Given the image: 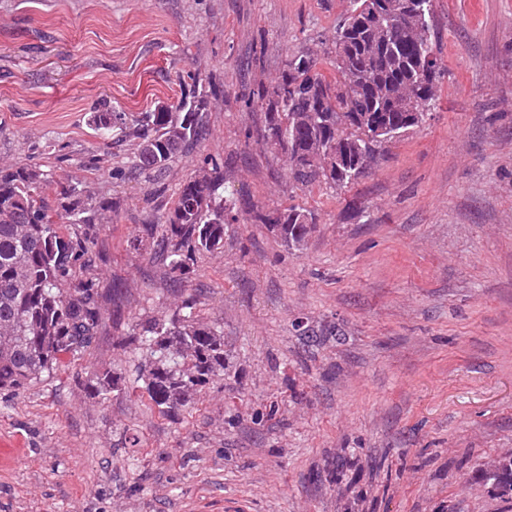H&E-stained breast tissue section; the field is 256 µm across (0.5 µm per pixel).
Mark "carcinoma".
<instances>
[{
  "instance_id": "cac0c4a2",
  "label": "carcinoma",
  "mask_w": 512,
  "mask_h": 512,
  "mask_svg": "<svg viewBox=\"0 0 512 512\" xmlns=\"http://www.w3.org/2000/svg\"><path fill=\"white\" fill-rule=\"evenodd\" d=\"M432 0H350L339 21L329 78L308 54L286 56L282 70L261 87L265 124L256 134L285 158L289 183L308 187L324 182L345 187L362 176L379 149L419 126L435 100L442 65L432 48ZM194 89L177 105L129 117L103 104L89 123L103 139L135 141L139 169L161 174L205 134L209 98L220 91ZM220 165L203 159L181 184L172 206L147 236L161 228L167 274L178 283L195 272L197 255L224 247L228 225L238 220L236 202L219 193ZM46 174L37 167L0 166V389L19 390L62 357L89 348L102 321L104 293L94 277H76L100 256L78 231L64 224H92L105 209L95 192L81 184L57 193L56 206L44 197ZM243 213L281 243L298 249L316 228V215L295 206ZM196 299L184 298L173 317L155 318L125 345L140 356L134 385L105 371L89 386L97 396L126 390L148 407L176 417L214 378L224 374V333L197 319ZM498 495L512 498V463L492 477Z\"/></svg>"
}]
</instances>
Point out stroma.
<instances>
[{"instance_id": "obj_1", "label": "stroma", "mask_w": 512, "mask_h": 512, "mask_svg": "<svg viewBox=\"0 0 512 512\" xmlns=\"http://www.w3.org/2000/svg\"><path fill=\"white\" fill-rule=\"evenodd\" d=\"M349 6L0 0V165H40L50 198L79 182L115 203L86 230L101 286L123 289L86 352L0 390V435L27 449L0 467V512H512L486 473L512 458V0H433L444 71L422 124L346 188L295 187L245 140L265 120L251 98L292 53L334 75ZM191 70L222 88L207 135L148 178L89 115L176 104ZM205 155L224 191L317 228L290 250L242 220L198 255L181 287L224 332V374L173 420L88 380L132 374L124 337L180 303L130 241Z\"/></svg>"}]
</instances>
